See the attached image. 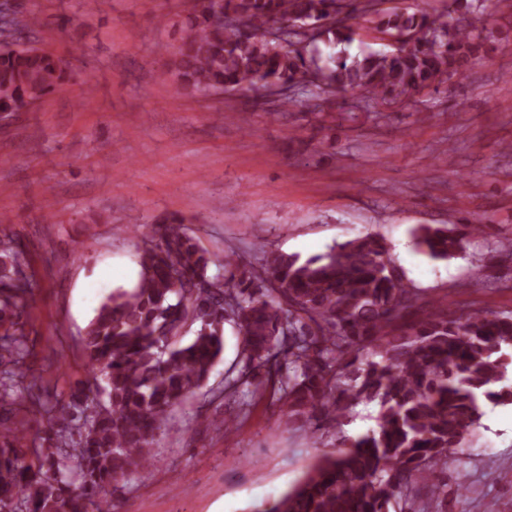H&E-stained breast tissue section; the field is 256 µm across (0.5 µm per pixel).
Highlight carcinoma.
Masks as SVG:
<instances>
[{
    "label": "carcinoma",
    "mask_w": 512,
    "mask_h": 512,
    "mask_svg": "<svg viewBox=\"0 0 512 512\" xmlns=\"http://www.w3.org/2000/svg\"><path fill=\"white\" fill-rule=\"evenodd\" d=\"M374 0H192L174 71L190 94L249 91L262 81L327 100L359 89L383 103L406 102L426 89L464 79L481 57L483 13L386 12ZM377 16V29L409 41L388 52L322 60L318 43L353 40L350 20ZM320 24L283 47L268 40L277 25ZM34 39L0 43V108L23 112L67 90L70 61L39 46L43 23L11 18ZM417 245L432 259L463 251L465 236L420 225ZM208 251L173 219L144 242L131 288L113 290L83 339L88 379L67 401L47 399L46 436L36 462L19 455L18 428L0 432V512L21 499L28 512H112L97 494L143 474L169 412L200 389L224 351V322L242 336L241 369L219 396L269 395L301 419L311 437L336 431L305 477L258 512H414L415 483L429 499H447L430 479L448 454L467 445L487 403L512 404V313L431 305L419 312L385 243L372 235L301 258L265 252L255 267L231 258L207 275ZM22 251L0 240V402L16 403L28 376L27 338L17 328L19 300L33 284L17 278ZM197 326L183 341L181 331ZM377 407L375 427L355 437L342 426L356 407Z\"/></svg>",
    "instance_id": "cac0c4a2"
}]
</instances>
